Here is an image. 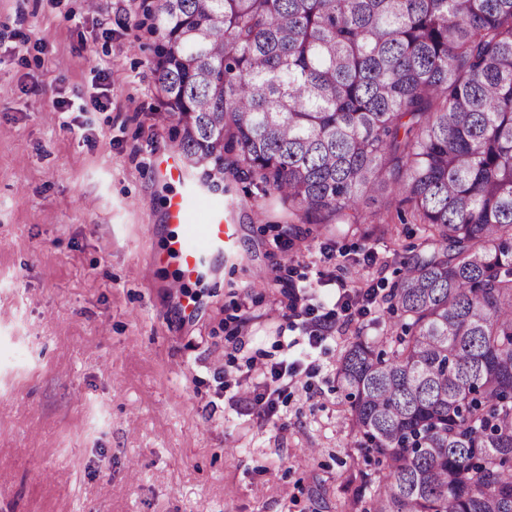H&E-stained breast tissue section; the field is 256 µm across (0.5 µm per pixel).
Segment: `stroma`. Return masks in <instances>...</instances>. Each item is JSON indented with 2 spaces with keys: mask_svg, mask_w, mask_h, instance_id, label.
<instances>
[{
  "mask_svg": "<svg viewBox=\"0 0 512 512\" xmlns=\"http://www.w3.org/2000/svg\"><path fill=\"white\" fill-rule=\"evenodd\" d=\"M158 39L142 0H0V512H361L336 362L391 322L335 311L337 284L392 282L419 230L368 203L288 246L275 196L161 178ZM184 186L194 223L224 205L235 243L183 293L165 207ZM295 295L331 317L317 346ZM281 362L297 370L264 420Z\"/></svg>",
  "mask_w": 512,
  "mask_h": 512,
  "instance_id": "stroma-1",
  "label": "stroma"
}]
</instances>
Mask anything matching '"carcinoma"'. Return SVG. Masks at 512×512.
<instances>
[{
  "label": "carcinoma",
  "mask_w": 512,
  "mask_h": 512,
  "mask_svg": "<svg viewBox=\"0 0 512 512\" xmlns=\"http://www.w3.org/2000/svg\"><path fill=\"white\" fill-rule=\"evenodd\" d=\"M186 165L300 224L419 225L336 364L363 512H512V0H143Z\"/></svg>",
  "instance_id": "obj_1"
}]
</instances>
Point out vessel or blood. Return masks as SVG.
<instances>
[{"instance_id": "b4317fda", "label": "vessel or blood", "mask_w": 512, "mask_h": 512, "mask_svg": "<svg viewBox=\"0 0 512 512\" xmlns=\"http://www.w3.org/2000/svg\"><path fill=\"white\" fill-rule=\"evenodd\" d=\"M166 211L170 223L183 227L185 232L201 240L200 246L189 247L176 239L169 247L170 254L179 262L182 281L192 280L207 256L223 254L233 243L234 233L231 225L224 222V209L221 205H213L212 218L207 224L191 223L189 198L184 194L177 193L169 197Z\"/></svg>"}]
</instances>
